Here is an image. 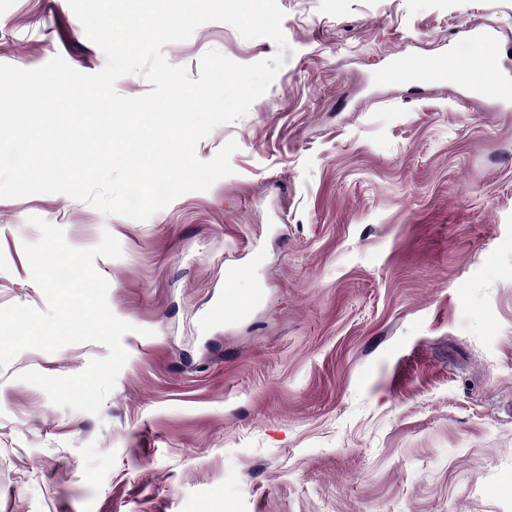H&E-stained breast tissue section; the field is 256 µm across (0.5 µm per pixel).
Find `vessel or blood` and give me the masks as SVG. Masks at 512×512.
I'll list each match as a JSON object with an SVG mask.
<instances>
[{"label": "vessel or blood", "instance_id": "b4317fda", "mask_svg": "<svg viewBox=\"0 0 512 512\" xmlns=\"http://www.w3.org/2000/svg\"><path fill=\"white\" fill-rule=\"evenodd\" d=\"M470 40L477 53L471 58L454 56L440 61L414 65L405 60L392 62L381 73L382 78L417 84H454L489 97L497 106L512 107V79L504 77L499 69L500 47L496 37L484 30L473 31ZM242 269L224 273V299L209 312L211 322H226L245 317L251 307L249 300L240 298L233 290L242 277Z\"/></svg>", "mask_w": 512, "mask_h": 512}]
</instances>
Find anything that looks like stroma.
Here are the masks:
<instances>
[{
  "label": "stroma",
  "instance_id": "obj_1",
  "mask_svg": "<svg viewBox=\"0 0 512 512\" xmlns=\"http://www.w3.org/2000/svg\"><path fill=\"white\" fill-rule=\"evenodd\" d=\"M290 47L235 142L233 173L148 220L62 194L0 199V307L47 302L23 245L36 215L96 258L134 326L99 414L20 381L81 373L99 342L29 349L0 369V512H512V110L454 85L376 75L404 55H469L496 33L512 74V0H277ZM272 57L208 22L164 46ZM106 62L68 0H0V63ZM266 261L243 321L202 329L224 269Z\"/></svg>",
  "mask_w": 512,
  "mask_h": 512
}]
</instances>
